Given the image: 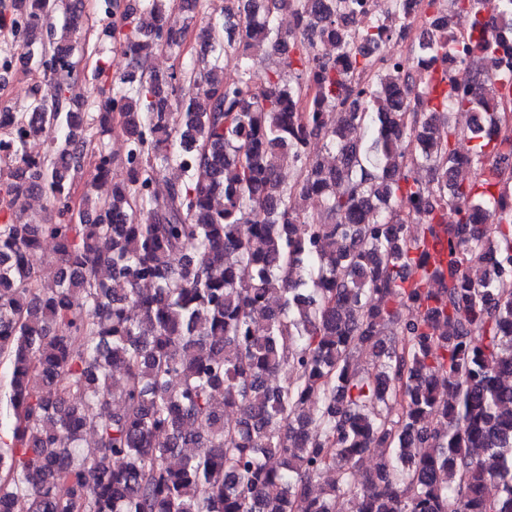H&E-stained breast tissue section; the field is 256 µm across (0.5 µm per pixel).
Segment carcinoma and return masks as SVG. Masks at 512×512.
<instances>
[{
    "instance_id": "cac0c4a2",
    "label": "carcinoma",
    "mask_w": 512,
    "mask_h": 512,
    "mask_svg": "<svg viewBox=\"0 0 512 512\" xmlns=\"http://www.w3.org/2000/svg\"><path fill=\"white\" fill-rule=\"evenodd\" d=\"M169 2L124 14L131 65L95 112L69 96L82 16L63 0L0 13L38 78L0 112V512H512V291L495 286L512 276V128L486 110L512 67L487 0H451L396 71L376 54L406 0L359 26L361 0H236L190 68L146 77L185 39L162 25ZM455 40L473 46L470 89L410 72ZM218 49L239 57L232 80ZM268 51L257 77L248 59ZM458 112L476 116L465 153ZM116 115L127 179L98 193V149L80 204L96 220L75 223L73 182ZM47 128L63 142L29 154ZM34 192L54 219L24 218Z\"/></svg>"
}]
</instances>
